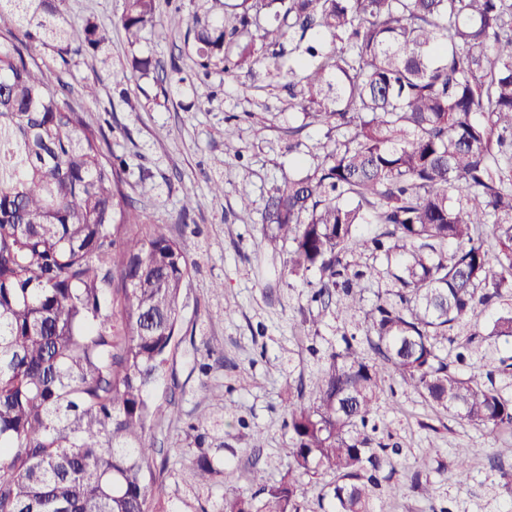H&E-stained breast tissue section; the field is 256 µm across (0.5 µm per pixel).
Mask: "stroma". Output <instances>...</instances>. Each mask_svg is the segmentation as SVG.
<instances>
[{
	"label": "stroma",
	"instance_id": "obj_1",
	"mask_svg": "<svg viewBox=\"0 0 512 512\" xmlns=\"http://www.w3.org/2000/svg\"><path fill=\"white\" fill-rule=\"evenodd\" d=\"M61 16L76 26L94 25L110 39L107 51L91 49L61 63L49 46L34 44L30 55L50 75H60L76 94L87 122L103 127L106 153L123 160L131 189L147 184L139 207L151 223L167 226L194 262L183 291L176 348L153 394L171 403L174 417L158 422L148 439L161 448L153 468L160 499L149 512H219L224 497L256 496L253 467L269 481L287 472L288 404L298 384H312L324 357L343 333L365 341L366 323H350L311 300L317 272L288 271L286 248H272L262 214L272 188L288 174L306 175L321 163L335 132L304 126L292 104L296 86L287 69L295 40L283 39L278 60L255 51L247 68L202 77L192 44L178 25L176 8L190 0H157L158 23L128 45L117 24L123 0H55ZM150 60L170 71L167 80L135 74L133 63ZM96 83L95 96L82 92ZM207 84L209 99L199 98ZM229 129L237 147L226 154L219 132ZM220 182L222 193L211 190ZM251 202L242 209L241 198ZM222 292H214L215 284ZM222 395L214 405L213 395ZM207 413L220 441L224 480L195 485L189 465L194 437L185 422ZM378 442L394 448L390 470L402 490L388 498L391 512H512V457L490 467L493 449L512 447V429L495 433L431 407L390 378L373 407ZM263 433L254 446L255 433ZM466 460L467 473L456 468ZM420 474L422 488L411 484Z\"/></svg>",
	"mask_w": 512,
	"mask_h": 512
}]
</instances>
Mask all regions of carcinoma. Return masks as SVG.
<instances>
[{"mask_svg": "<svg viewBox=\"0 0 512 512\" xmlns=\"http://www.w3.org/2000/svg\"><path fill=\"white\" fill-rule=\"evenodd\" d=\"M130 45L157 22L155 0H124ZM250 9L180 18L198 65L226 74L252 46L328 34L289 67L306 125L338 138L313 173L288 177L262 223L289 245L288 267L316 270L312 301L370 324L368 358L343 335L310 403L289 402L288 471L259 468L261 498H224L221 512H298L301 480L335 477L334 512L373 510L389 453L371 447L372 409L390 374L425 402L493 432L512 428V398L483 376L460 374L444 341L512 339V309L484 330L482 311L512 293V0H243ZM20 45L0 49V512H147L156 449L146 437L166 416L151 398L180 331L186 247L153 224L126 189V169L102 148L62 77L28 60V43L60 57L106 41L76 27L53 0H0ZM362 224L385 231L367 242ZM492 225L498 253L484 247ZM452 247L447 252L445 248ZM386 261L393 288L364 309ZM196 433L191 475L208 487L224 464Z\"/></svg>", "mask_w": 512, "mask_h": 512, "instance_id": "carcinoma-1", "label": "carcinoma"}]
</instances>
